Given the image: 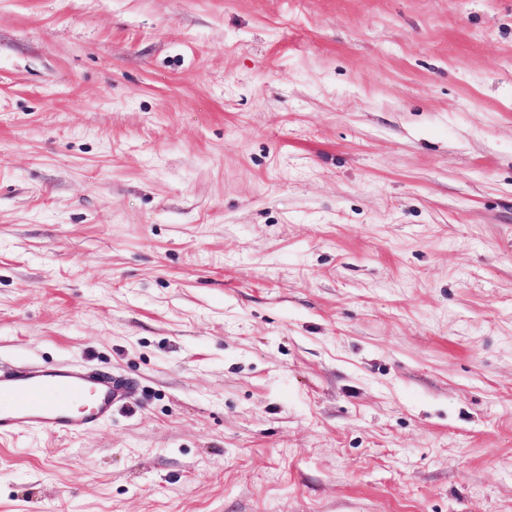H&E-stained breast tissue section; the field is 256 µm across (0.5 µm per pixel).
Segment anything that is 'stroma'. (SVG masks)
Wrapping results in <instances>:
<instances>
[{"instance_id":"35a3bbf8","label":"stroma","mask_w":512,"mask_h":512,"mask_svg":"<svg viewBox=\"0 0 512 512\" xmlns=\"http://www.w3.org/2000/svg\"><path fill=\"white\" fill-rule=\"evenodd\" d=\"M0 512H512V0H0ZM122 393L120 381L82 368L22 367L0 374V397L11 401L0 410V439L42 429L60 437L81 434L109 421Z\"/></svg>"}]
</instances>
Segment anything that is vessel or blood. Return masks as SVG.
<instances>
[{
    "label": "vessel or blood",
    "mask_w": 512,
    "mask_h": 512,
    "mask_svg": "<svg viewBox=\"0 0 512 512\" xmlns=\"http://www.w3.org/2000/svg\"><path fill=\"white\" fill-rule=\"evenodd\" d=\"M120 381L74 367H22L0 374V397L10 399L0 410V438L29 430L72 437L109 421L121 398Z\"/></svg>",
    "instance_id": "1"
}]
</instances>
